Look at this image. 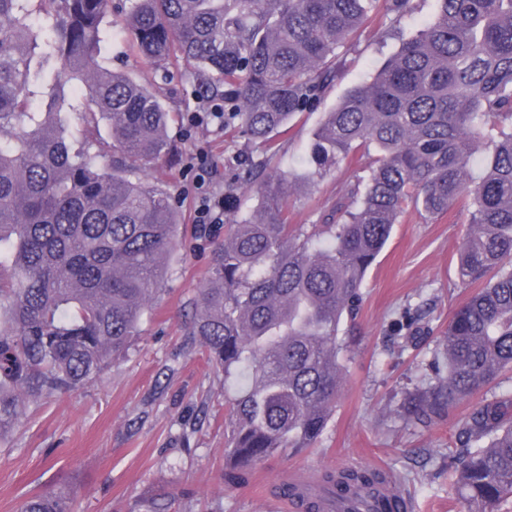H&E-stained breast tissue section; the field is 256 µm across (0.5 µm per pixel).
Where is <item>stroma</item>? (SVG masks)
Returning a JSON list of instances; mask_svg holds the SVG:
<instances>
[{"label":"stroma","mask_w":512,"mask_h":512,"mask_svg":"<svg viewBox=\"0 0 512 512\" xmlns=\"http://www.w3.org/2000/svg\"><path fill=\"white\" fill-rule=\"evenodd\" d=\"M411 6L398 20L379 12L342 47L341 76L318 110L296 116L275 152L265 153L267 173L307 167L311 134L323 113L397 52L400 32L419 29L435 14V0H412ZM101 63L153 87L175 116L167 134L179 148L178 161H156L140 176L171 193L190 243L170 255L163 289L145 311L129 352L82 389L42 401L0 444V512H18L23 499L58 488L76 490L73 512H138L162 492L176 494L173 512H289L277 487L296 479L315 483L326 470L359 468L410 475L411 512H466L448 480L453 421L424 427L407 421L401 409L406 392L428 386L431 364L442 352L441 334L469 295L455 256L467 231L466 210L457 206L427 220L410 212L394 225L365 277V302L348 337L345 378L320 440L268 459L246 483L225 489L227 400L234 388L188 330L192 300L209 277L211 248L192 238L196 203L187 162L200 149L212 157L214 192L220 196L241 173V159L257 149L241 134L190 126L189 115L204 102L194 91L192 67L181 63L167 75L156 73L133 47L120 17L107 27ZM365 165L357 157L346 160L293 194L289 224L312 232L363 176ZM409 309L423 313L410 343L393 333L394 322Z\"/></svg>","instance_id":"obj_1"}]
</instances>
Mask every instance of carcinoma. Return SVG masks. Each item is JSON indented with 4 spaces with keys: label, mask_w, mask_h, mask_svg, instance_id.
<instances>
[{
    "label": "carcinoma",
    "mask_w": 512,
    "mask_h": 512,
    "mask_svg": "<svg viewBox=\"0 0 512 512\" xmlns=\"http://www.w3.org/2000/svg\"><path fill=\"white\" fill-rule=\"evenodd\" d=\"M127 27L157 68L193 67L195 90L224 99V132L274 149L343 69L339 53L379 0H131ZM432 20L401 37L371 81L351 87L313 134L310 168L260 178L242 160L249 217L196 227L212 273L193 299L190 334L238 382L231 399L235 488L251 470L322 436L336 406L342 327L363 302L368 270L408 210L424 219L468 205L456 250L461 284L477 289L444 332L435 384L406 415L429 424L512 368V0H435ZM110 0H0V443L29 407L81 389L128 352L177 248L171 195L138 171L178 150L170 113L127 73L98 62ZM45 100L39 112L30 99ZM106 122L111 166L85 135ZM498 138L485 141V127ZM375 150L365 183L325 221L321 244L288 224V199L347 159ZM448 455L467 512L512 498V396L472 405ZM377 470L328 471L320 488L395 512ZM302 512L314 493L282 487ZM73 491L25 499L20 512H72Z\"/></svg>",
    "instance_id": "1"
}]
</instances>
